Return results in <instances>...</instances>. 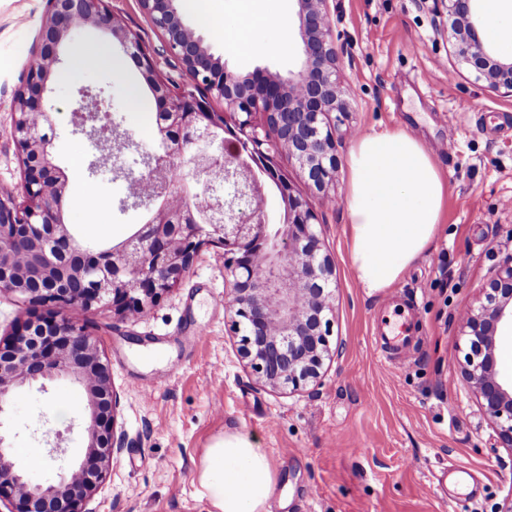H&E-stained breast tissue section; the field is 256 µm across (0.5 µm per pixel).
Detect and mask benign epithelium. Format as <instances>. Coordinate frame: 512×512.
Segmentation results:
<instances>
[{
    "label": "benign epithelium",
    "instance_id": "benign-epithelium-1",
    "mask_svg": "<svg viewBox=\"0 0 512 512\" xmlns=\"http://www.w3.org/2000/svg\"><path fill=\"white\" fill-rule=\"evenodd\" d=\"M38 61L26 70L14 100L12 137L23 166L21 196H0V288L27 303V317L0 338V414L24 385L67 375L87 395L89 420L85 459L61 462L59 479L33 483L8 458L0 432V502L8 512H91L87 508L114 456L116 396L99 344L71 316L110 307L126 318L170 292L192 266L201 247L224 248L225 306L240 336L238 352L257 381L290 394L313 392L335 356L331 347L333 263L323 250L317 214L295 194L288 175L273 162L288 150L313 189L327 195L336 181V123L344 111L336 33L330 0H294L289 28L297 29L301 53L288 75L227 70L221 58L189 29L177 0H140L160 33L166 54L208 94L224 99V112L205 105L191 85L174 88L139 37L124 27L108 0H46ZM448 13V34L458 62L486 88L512 94V55L500 54L479 36V0H435ZM90 25L125 46L147 82L157 106L154 148L143 173H125L128 182L148 186L135 203L145 223L125 241L107 248L80 244L64 222L68 178L55 163L51 118L43 95L68 48L73 28ZM73 126L99 144L112 142L111 104L81 90ZM237 115L233 124L225 113ZM265 114L259 123L255 115ZM237 151L224 154V136ZM187 162L208 176L198 186H171L165 175ZM274 184L285 208L283 221L269 222L266 189ZM512 323V256L498 270L484 300L459 321L464 340L462 373L478 407L490 422L497 447L512 454V382L501 379L496 352L502 326Z\"/></svg>",
    "mask_w": 512,
    "mask_h": 512
}]
</instances>
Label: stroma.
Wrapping results in <instances>:
<instances>
[{"mask_svg": "<svg viewBox=\"0 0 512 512\" xmlns=\"http://www.w3.org/2000/svg\"><path fill=\"white\" fill-rule=\"evenodd\" d=\"M109 6L158 51L161 72L185 83L161 55V36L139 0ZM45 18L46 0H0V194L21 182L12 108ZM333 20L343 34L348 129L336 140L337 155L347 158L356 132L400 126L418 135L448 183L440 233L398 283L367 296L350 261L346 169L324 198L287 154L277 155L276 165L322 224L336 278L330 340L342 344L341 356L316 396L261 386L238 354L228 310L213 303L224 294V251L211 244L147 312L124 320L108 308L85 314L109 364L123 441L90 512H209L195 473L206 448L227 431L254 438L267 454L277 475L270 512H495L512 496V459L493 451L495 433L461 375L457 326L512 255V96L490 91L471 73L456 74L448 16L434 0H338ZM251 42L252 50L236 53L204 39L242 75L259 67L287 74L300 54L298 36L283 39L273 24L255 27ZM132 84L144 86L140 71L121 77L91 70L54 80L44 95L55 162L69 181L64 220L85 244L118 243L145 220L123 176L144 172L140 151L154 140L153 127L137 125L126 110ZM81 87L112 100L117 170H93L92 140L73 127ZM87 196L102 206L104 228L76 219L73 205ZM400 302L414 303L420 336L391 375L380 364L374 318ZM146 388L151 397L143 396ZM85 405L84 391L64 376L42 389L20 388L0 417L16 467L35 481L56 480L59 464L47 451L60 435L67 461H82ZM34 449L36 464L28 457Z\"/></svg>", "mask_w": 512, "mask_h": 512, "instance_id": "35a3bbf8", "label": "stroma"}]
</instances>
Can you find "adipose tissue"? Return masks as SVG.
<instances>
[{
    "label": "adipose tissue",
    "mask_w": 512,
    "mask_h": 512,
    "mask_svg": "<svg viewBox=\"0 0 512 512\" xmlns=\"http://www.w3.org/2000/svg\"><path fill=\"white\" fill-rule=\"evenodd\" d=\"M188 8L225 48H250L251 18L237 30L224 22V0H186ZM70 76L87 68L128 74L132 60H118L108 43L91 41L71 52ZM346 208L355 280L369 296L386 292L437 237L446 181L423 141L406 128L385 127L357 135L347 159ZM211 512H269L275 473L261 448L228 432L206 450L198 473Z\"/></svg>",
    "instance_id": "ef3b65f1"
}]
</instances>
